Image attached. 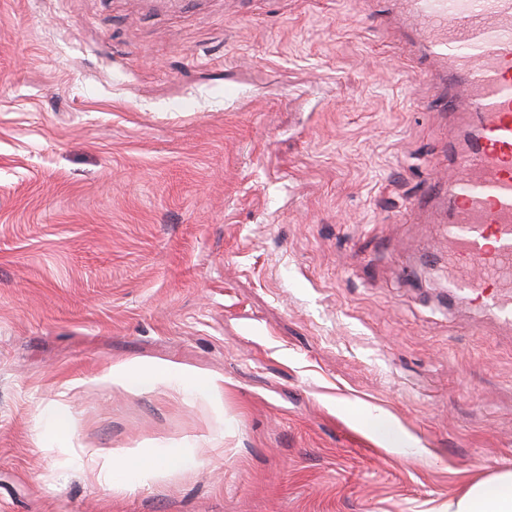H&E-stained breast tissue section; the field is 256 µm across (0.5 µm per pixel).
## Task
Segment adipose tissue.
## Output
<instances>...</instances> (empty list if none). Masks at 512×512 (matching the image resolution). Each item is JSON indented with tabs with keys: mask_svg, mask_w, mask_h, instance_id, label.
<instances>
[{
	"mask_svg": "<svg viewBox=\"0 0 512 512\" xmlns=\"http://www.w3.org/2000/svg\"><path fill=\"white\" fill-rule=\"evenodd\" d=\"M113 384L140 389L166 386L184 393L204 392L216 406L224 404V382L193 375L169 365L129 363L113 367ZM190 458L185 449L166 448L135 461H114L93 449L86 463L100 484L120 486L133 481L144 484L159 479L166 470L182 468ZM448 512H512V471L470 484L463 494L448 503Z\"/></svg>",
	"mask_w": 512,
	"mask_h": 512,
	"instance_id": "1",
	"label": "adipose tissue"
}]
</instances>
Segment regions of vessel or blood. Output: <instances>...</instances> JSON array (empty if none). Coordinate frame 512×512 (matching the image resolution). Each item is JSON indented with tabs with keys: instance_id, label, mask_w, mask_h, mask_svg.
Instances as JSON below:
<instances>
[{
	"instance_id": "b4317fda",
	"label": "vessel or blood",
	"mask_w": 512,
	"mask_h": 512,
	"mask_svg": "<svg viewBox=\"0 0 512 512\" xmlns=\"http://www.w3.org/2000/svg\"><path fill=\"white\" fill-rule=\"evenodd\" d=\"M425 51L458 89L440 106L471 117L447 181L448 262L462 292L512 320V0H405Z\"/></svg>"
}]
</instances>
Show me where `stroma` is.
<instances>
[{
  "instance_id": "stroma-1",
  "label": "stroma",
  "mask_w": 512,
  "mask_h": 512,
  "mask_svg": "<svg viewBox=\"0 0 512 512\" xmlns=\"http://www.w3.org/2000/svg\"><path fill=\"white\" fill-rule=\"evenodd\" d=\"M415 52L386 0H0V512H438L512 470V323L450 281L464 122ZM176 447L122 491L84 464ZM112 378V385L153 389L167 386L183 393L205 392L214 404L224 406V380L202 377L178 370L169 365L129 363L112 368L105 380ZM42 416L47 420L48 426L55 436L60 450H67L70 413L61 403H50L41 409Z\"/></svg>"
}]
</instances>
